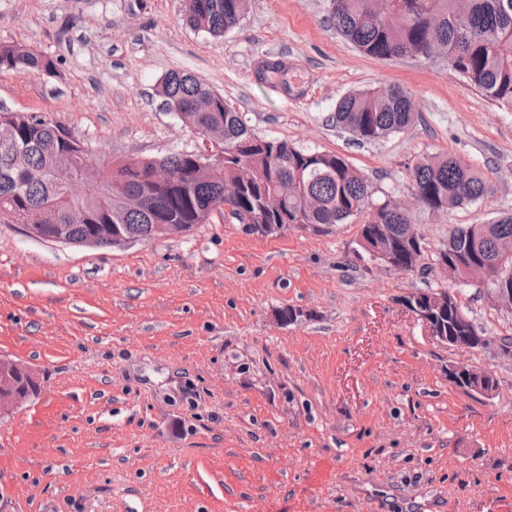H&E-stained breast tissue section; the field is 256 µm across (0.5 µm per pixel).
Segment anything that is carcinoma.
<instances>
[{
  "mask_svg": "<svg viewBox=\"0 0 512 512\" xmlns=\"http://www.w3.org/2000/svg\"><path fill=\"white\" fill-rule=\"evenodd\" d=\"M331 16L337 32L363 54L376 59L409 57L425 60L436 46L448 54V67L470 86L501 107L512 109V0H391L380 13L375 0H335ZM244 0H185L184 16L193 28L213 37L240 25ZM55 61L43 54L0 45V72L24 70L51 73ZM172 112L182 114L196 133L219 147L213 176L195 178L197 152L164 157L177 180L168 185L149 181L151 160H134L101 171L82 201L86 224H69L68 244L81 246L90 234L100 246L112 245L105 229L119 224L133 241L158 237L157 225L180 224L184 232L203 224L214 213L249 212L258 224H313L330 227L365 216L360 241L365 255L393 251L401 271L436 268L442 259L453 266L466 261L485 265V285L512 278V212L485 224H464L448 233L423 263L424 245H412L408 233L413 216L389 203L373 201L367 179L343 157L297 148L284 140L258 135L240 112L196 76L173 71L159 87ZM416 118L412 96L400 86L355 90L337 102L336 126L360 142H375L410 127ZM11 149L0 147V224H31L40 216L41 235L49 240L53 225L68 224L62 190L53 180L64 161H79L64 126L43 115L19 114L7 120ZM412 192L419 207L434 214L480 201L484 180L470 165L446 153L420 158L411 168ZM148 196L142 210L123 206L116 187ZM448 336L484 334L465 308L455 302L442 318Z\"/></svg>",
  "mask_w": 512,
  "mask_h": 512,
  "instance_id": "carcinoma-1",
  "label": "carcinoma"
}]
</instances>
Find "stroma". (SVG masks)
I'll return each instance as SVG.
<instances>
[{
    "label": "stroma",
    "mask_w": 512,
    "mask_h": 512,
    "mask_svg": "<svg viewBox=\"0 0 512 512\" xmlns=\"http://www.w3.org/2000/svg\"><path fill=\"white\" fill-rule=\"evenodd\" d=\"M1 44L57 69L0 73V107L46 114L107 166L204 150L155 95L185 71L259 135L342 156L376 202L411 200L423 155L476 168L483 199L417 218L427 252L512 212V110L446 59L365 56L328 0H250L221 38L187 25L182 0H0ZM269 59L293 92L259 79ZM389 85L411 93V127L373 143L337 127L340 97ZM361 223L262 236L217 215L105 248L0 224V359L41 385L0 417V512H288L319 457L338 476L314 512H512V314L479 281L362 258ZM446 288L487 345H439L405 305ZM287 306L298 321H280ZM452 365L494 374L496 392L469 396Z\"/></svg>",
    "instance_id": "35a3bbf8"
}]
</instances>
